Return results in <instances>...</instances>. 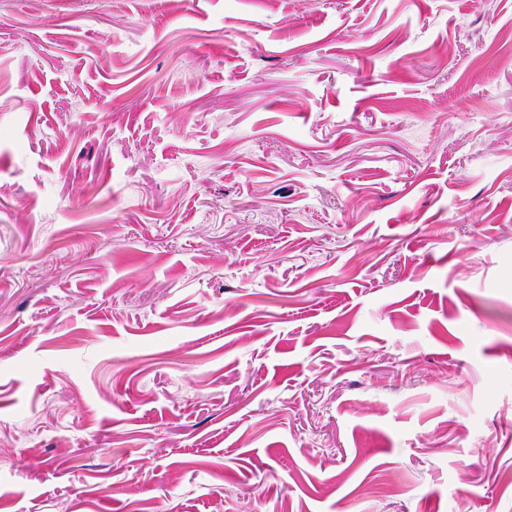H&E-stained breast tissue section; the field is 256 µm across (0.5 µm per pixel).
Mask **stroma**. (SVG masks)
<instances>
[{
    "label": "stroma",
    "instance_id": "1",
    "mask_svg": "<svg viewBox=\"0 0 512 512\" xmlns=\"http://www.w3.org/2000/svg\"><path fill=\"white\" fill-rule=\"evenodd\" d=\"M0 512H512V0H0Z\"/></svg>",
    "mask_w": 512,
    "mask_h": 512
}]
</instances>
